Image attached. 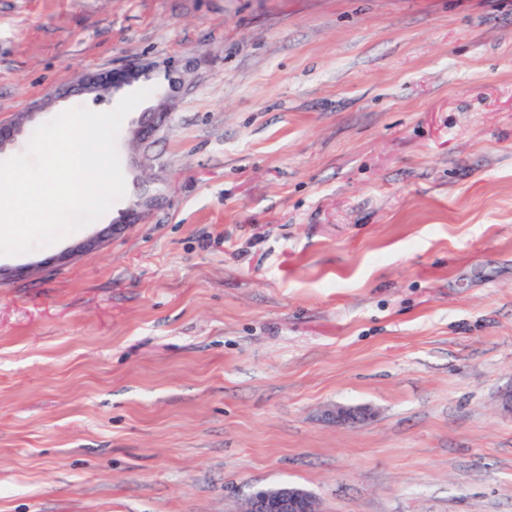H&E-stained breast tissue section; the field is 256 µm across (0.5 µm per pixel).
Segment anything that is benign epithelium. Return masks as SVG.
<instances>
[{
    "label": "benign epithelium",
    "mask_w": 512,
    "mask_h": 512,
    "mask_svg": "<svg viewBox=\"0 0 512 512\" xmlns=\"http://www.w3.org/2000/svg\"><path fill=\"white\" fill-rule=\"evenodd\" d=\"M159 67L164 68L165 74L169 78V84L164 93L156 99V104L149 111L143 113L134 131L133 140L139 148H144L152 142L168 116V111L182 85L180 78L182 60L171 58L160 65L155 62L134 60L107 71L108 93L114 94L133 86ZM98 75L97 71L81 74L79 83L57 91L54 99H63L73 94H93V86ZM31 118L32 113L26 112L8 124H0V151L15 142L23 131L25 123ZM242 512H319V510L315 497L310 491L294 485H283L274 489H261L253 493L248 498Z\"/></svg>",
    "instance_id": "1"
}]
</instances>
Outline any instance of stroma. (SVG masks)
Returning <instances> with one entry per match:
<instances>
[{
	"mask_svg": "<svg viewBox=\"0 0 512 512\" xmlns=\"http://www.w3.org/2000/svg\"><path fill=\"white\" fill-rule=\"evenodd\" d=\"M171 57L125 195L0 255V512H512V0H0V159ZM157 68H164L165 74L169 78V84L166 89L165 86L160 83H156L150 87L151 93L155 98L162 94L164 89L165 91L156 99V104L149 109V112H143L142 118L134 131L133 140L140 149H145L160 131L168 116V111L180 91L182 85V79L180 78L182 60L171 58L164 61L161 65L155 62L134 60L127 62L121 67L106 71L110 85L107 93L113 95L125 88L133 86L136 81L141 80L145 76H149ZM242 512H319V510L315 497L310 491L294 485H283L253 493Z\"/></svg>",
	"mask_w": 512,
	"mask_h": 512,
	"instance_id": "35a3bbf8",
	"label": "stroma"
}]
</instances>
